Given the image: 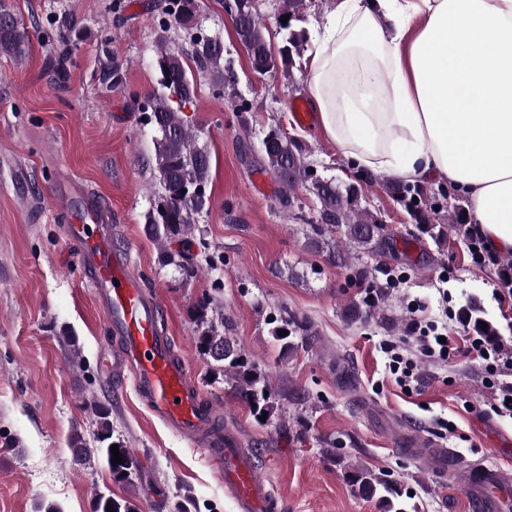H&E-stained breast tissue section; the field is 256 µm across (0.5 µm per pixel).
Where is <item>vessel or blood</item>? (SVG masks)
I'll return each mask as SVG.
<instances>
[{
    "mask_svg": "<svg viewBox=\"0 0 512 512\" xmlns=\"http://www.w3.org/2000/svg\"><path fill=\"white\" fill-rule=\"evenodd\" d=\"M67 218L63 231L79 251L83 277L110 333L119 343L114 375L131 372L148 410L171 430L201 448L216 467L239 512H282L283 500L260 476L254 455L234 431L225 429L216 402L204 400L186 362L171 352L170 337L157 329L160 306L133 273L127 254L112 248V213L96 202H53ZM411 453L451 468L477 507L489 512L493 496L512 489V478L498 465L457 459L453 450L427 436L408 437Z\"/></svg>",
    "mask_w": 512,
    "mask_h": 512,
    "instance_id": "obj_1",
    "label": "vessel or blood"
}]
</instances>
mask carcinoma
<instances>
[{
  "instance_id": "obj_1",
  "label": "carcinoma",
  "mask_w": 512,
  "mask_h": 512,
  "mask_svg": "<svg viewBox=\"0 0 512 512\" xmlns=\"http://www.w3.org/2000/svg\"><path fill=\"white\" fill-rule=\"evenodd\" d=\"M282 4V14L290 16V20L279 24L281 45L275 55L266 37L268 28L257 13L253 0H238L237 16L233 18L235 31L249 56L253 72L259 75L280 68L292 69L302 59L308 43L307 31L292 24V21L299 20L304 0H282ZM199 8V0H167L161 28L194 29ZM4 11L6 8L0 5V55L22 61L29 52L28 33L13 14L6 15ZM190 46L192 60L199 69L208 73L215 94L224 95V89L236 83L233 70L224 66V41L218 36L193 34ZM155 66L160 73V90L144 97L141 109L148 113V124L157 133L152 164L162 190L161 196L169 200L170 206L164 215L156 207H150L144 215V224L152 238L163 247L167 263L178 267L182 275L192 277L197 274L198 267L188 262L186 252H174L168 245L174 241L190 244L197 219L209 207L210 155L205 146L199 145L198 129L182 115V107L192 103L195 97L194 77L188 73L182 55L162 40L156 48ZM261 151L264 167L282 184V208L293 206V191L300 185L307 186L315 199L321 223L309 225L306 246L311 252L347 266L354 259L355 252L375 251L386 242L384 224L376 214L361 205V185L315 177L312 165L307 161L306 149L297 138L276 127L271 128L262 138ZM394 191L397 197L408 202L416 223L426 226L427 232L436 239L448 236V231L462 223L461 213L456 210L448 211V223H438L437 211L422 198L420 190L409 184L399 183ZM459 317L478 336L489 340L500 336L497 322L475 298L467 299L460 307ZM484 322L487 323L485 329L482 328ZM286 329L300 333L302 341L310 342L307 327L287 315L280 318V325L273 330L276 339L283 342L284 349L295 346L288 341V336L279 335V331ZM195 342L256 414L261 416L270 411V397L264 394L267 386L256 365L248 361L234 337L224 335V319L208 317L204 306L199 310ZM94 410L99 419L96 438L102 447L94 450L78 435L71 442L74 461L80 464L95 451L115 480L132 482L138 478L134 458L129 449L120 444L119 453L124 463L111 462L114 442L109 411L100 404L94 405ZM346 479L362 495L377 496L388 508H394L392 497L397 491L388 480L363 466L352 468ZM93 512H137V506L128 500L100 493L95 496Z\"/></svg>"
}]
</instances>
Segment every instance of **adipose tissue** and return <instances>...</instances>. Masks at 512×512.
Instances as JSON below:
<instances>
[{"instance_id": "obj_1", "label": "adipose tissue", "mask_w": 512, "mask_h": 512, "mask_svg": "<svg viewBox=\"0 0 512 512\" xmlns=\"http://www.w3.org/2000/svg\"><path fill=\"white\" fill-rule=\"evenodd\" d=\"M320 28L306 87L323 134L363 172L448 182L488 249L511 253L512 0H339ZM354 46L387 111L331 90Z\"/></svg>"}]
</instances>
